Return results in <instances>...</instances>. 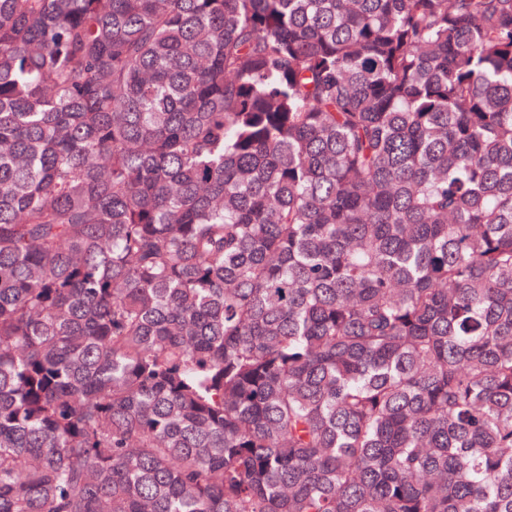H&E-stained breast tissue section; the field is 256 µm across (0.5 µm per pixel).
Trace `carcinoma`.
I'll return each instance as SVG.
<instances>
[{
  "label": "carcinoma",
  "instance_id": "obj_1",
  "mask_svg": "<svg viewBox=\"0 0 512 512\" xmlns=\"http://www.w3.org/2000/svg\"><path fill=\"white\" fill-rule=\"evenodd\" d=\"M0 512H512V0H0Z\"/></svg>",
  "mask_w": 512,
  "mask_h": 512
}]
</instances>
